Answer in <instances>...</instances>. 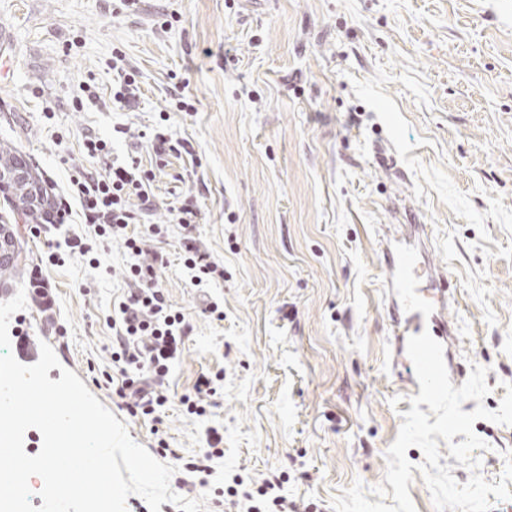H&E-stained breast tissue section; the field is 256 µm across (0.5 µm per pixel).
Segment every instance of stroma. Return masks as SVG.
<instances>
[{
  "mask_svg": "<svg viewBox=\"0 0 512 512\" xmlns=\"http://www.w3.org/2000/svg\"><path fill=\"white\" fill-rule=\"evenodd\" d=\"M138 74L135 102H112V52ZM168 121H161V114ZM163 126L183 151L157 162L123 128ZM151 171L160 283L193 332L166 380L162 425L130 415L107 379L112 309L127 292L121 242L80 212L49 234L21 225L32 264L54 290L44 311L23 275L10 329L37 332L62 369L156 452L183 460L224 436L210 482L280 475L297 504L332 500L353 481L380 485L385 453L411 404L414 368L395 360L378 233L423 224L430 259L458 285L453 364L488 370L481 404L497 410L512 383V0H0V142L21 148L69 194L96 170L86 138ZM201 209L195 235L223 279L195 287L167 206ZM79 234L96 264L53 263ZM223 320L200 312L203 297ZM221 375L202 416L181 403L201 375ZM398 406H391V399ZM479 402L463 403L473 411ZM480 472L497 482L512 426L478 420Z\"/></svg>",
  "mask_w": 512,
  "mask_h": 512,
  "instance_id": "35a3bbf8",
  "label": "stroma"
}]
</instances>
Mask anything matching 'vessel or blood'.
Returning <instances> with one entry per match:
<instances>
[{
  "mask_svg": "<svg viewBox=\"0 0 512 512\" xmlns=\"http://www.w3.org/2000/svg\"><path fill=\"white\" fill-rule=\"evenodd\" d=\"M386 281L391 298L400 300L402 311L392 312L393 333L398 349H405L409 336L429 332L443 347H451L456 334L446 314L449 274L434 266H422L416 248L407 244L398 230L388 231L383 250Z\"/></svg>",
  "mask_w": 512,
  "mask_h": 512,
  "instance_id": "obj_1",
  "label": "vessel or blood"
}]
</instances>
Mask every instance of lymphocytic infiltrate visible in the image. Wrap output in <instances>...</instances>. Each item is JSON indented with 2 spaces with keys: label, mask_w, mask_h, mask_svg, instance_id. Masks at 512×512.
<instances>
[{
  "label": "lymphocytic infiltrate",
  "mask_w": 512,
  "mask_h": 512,
  "mask_svg": "<svg viewBox=\"0 0 512 512\" xmlns=\"http://www.w3.org/2000/svg\"><path fill=\"white\" fill-rule=\"evenodd\" d=\"M85 148L104 170L79 172L72 181L84 221L94 226L98 236L121 240L131 257L126 274L133 287L112 320V360L124 363L132 373L124 377L116 394L131 415L151 416L168 401L164 381L171 361L185 346L190 325L169 304L160 285L165 259L150 246L161 233L160 225L149 221L156 208L149 191L151 173L135 164L110 165L111 147L105 140H87ZM132 224L145 225V232L128 234Z\"/></svg>",
  "instance_id": "lymphocytic-infiltrate-1"
}]
</instances>
